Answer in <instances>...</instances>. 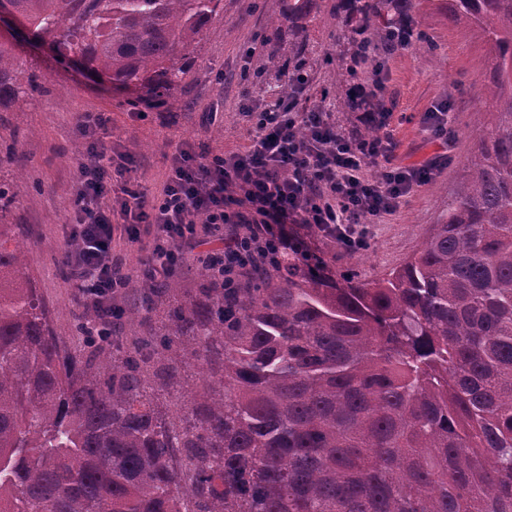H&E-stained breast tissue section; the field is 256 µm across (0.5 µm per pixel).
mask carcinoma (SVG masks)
I'll return each instance as SVG.
<instances>
[{"label": "carcinoma", "instance_id": "1", "mask_svg": "<svg viewBox=\"0 0 512 512\" xmlns=\"http://www.w3.org/2000/svg\"><path fill=\"white\" fill-rule=\"evenodd\" d=\"M222 0H11L19 41L122 85L168 94ZM288 58L261 73L309 83L316 0H286ZM484 34L491 120L422 248L373 282H330L290 257L224 286L207 258L186 299L129 275L112 349L60 340L9 222L0 181V512H512V0H447ZM417 0H336L347 43L336 105L400 34L427 41ZM0 42V110L41 90ZM200 365L202 384L184 392ZM166 395L173 409L157 404Z\"/></svg>", "mask_w": 512, "mask_h": 512}]
</instances>
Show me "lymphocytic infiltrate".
Returning a JSON list of instances; mask_svg holds the SVG:
<instances>
[{
    "label": "lymphocytic infiltrate",
    "instance_id": "1",
    "mask_svg": "<svg viewBox=\"0 0 512 512\" xmlns=\"http://www.w3.org/2000/svg\"><path fill=\"white\" fill-rule=\"evenodd\" d=\"M367 94L374 109L361 120L377 131L370 140L340 132L323 106L300 110L280 98L258 112L245 152L175 154L151 210H144L137 190L125 188L122 212L131 223L124 232L131 246L148 254L146 278H168L186 252L214 241L222 245L224 276L233 281L256 262L311 260L295 232L299 226L317 230L343 252L368 248L371 224L395 213L447 166L456 133L446 109L427 113L424 122L440 153L418 165L396 166L398 144L388 128L392 103L384 80L375 79ZM302 127L308 131L303 138ZM83 139L68 234L78 244L71 283L88 308L108 318L121 271L112 260V211L100 200L112 189L114 159L95 126L84 125ZM369 166L377 175L364 176ZM228 184L234 195L225 194Z\"/></svg>",
    "mask_w": 512,
    "mask_h": 512
}]
</instances>
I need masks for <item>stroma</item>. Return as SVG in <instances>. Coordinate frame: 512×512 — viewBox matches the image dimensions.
I'll return each mask as SVG.
<instances>
[{
  "instance_id": "stroma-1",
  "label": "stroma",
  "mask_w": 512,
  "mask_h": 512,
  "mask_svg": "<svg viewBox=\"0 0 512 512\" xmlns=\"http://www.w3.org/2000/svg\"><path fill=\"white\" fill-rule=\"evenodd\" d=\"M429 46L394 52L385 63L387 95L393 103L390 126L400 144L401 165L424 162L438 143L424 124L426 112L448 105L457 144L448 165L420 187L390 217L372 226L368 249L339 251L322 237L312 247L333 268L335 279L352 273L361 280L382 277L422 246L432 224L448 211L461 167L473 150L469 126L482 101L488 68L487 47L480 30L449 26L442 0H420ZM284 0H224V9L206 27L195 45L182 86L160 107L150 105L148 86L122 87L67 64L47 48L21 43L16 51L20 78L37 76L43 92L19 100L0 115V137L23 134L19 165L0 164V180L10 182L14 213L24 224L27 261L39 291L52 312V327L66 342L82 344L78 318L86 307L69 281L72 248L65 226L73 210L77 162L83 139L77 126L84 117L108 119L107 140L115 152L132 155V183L153 205L166 179L173 154L186 146L212 153L246 150L250 115L272 104L275 78L257 81L263 63L262 37L269 20L279 16ZM313 50L311 83L299 95V107L320 103L321 92L336 78L326 58H341L345 44L334 42L322 21L308 24ZM214 113L202 123L204 113Z\"/></svg>"
}]
</instances>
